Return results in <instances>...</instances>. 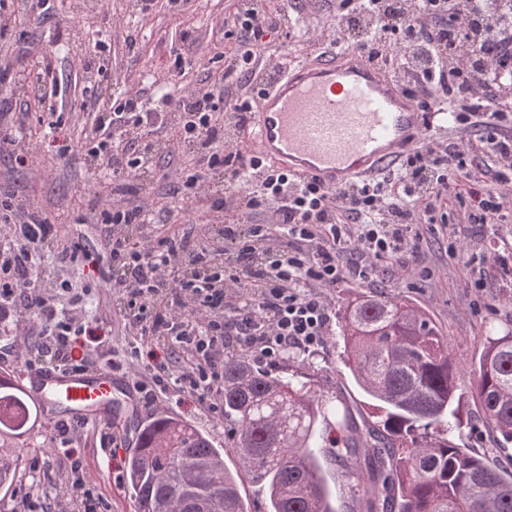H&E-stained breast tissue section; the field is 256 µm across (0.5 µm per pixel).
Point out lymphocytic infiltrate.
<instances>
[{"mask_svg":"<svg viewBox=\"0 0 512 512\" xmlns=\"http://www.w3.org/2000/svg\"><path fill=\"white\" fill-rule=\"evenodd\" d=\"M496 0H339V9L358 5L377 16L382 31L400 32L389 43L379 38L358 41L357 49L370 61L390 65L408 52L424 51L426 68L417 71L411 93L425 112L443 103L460 111L463 123H474L480 150L504 168H512V91L486 83L485 75L512 72V25L484 32L483 21ZM245 34L232 54V65H253L272 20L262 5L236 17ZM210 85L184 86L178 100L161 97L150 109L139 97L128 96L112 111L102 113L88 140L91 161L114 177L152 180L154 171L144 152L132 148V129L153 128L166 122L171 110L179 116L169 142L171 153L190 148L203 166L186 176L188 198L209 195L217 180L241 216L272 211L273 228L253 227L248 241H240L238 225L224 227L227 249L210 250L205 239L157 234L144 243L130 242L121 232L130 224L154 221L152 200L124 205L102 197L96 220L112 227L109 246L111 276L118 311L137 336L175 344L192 364L179 380L194 391L210 393L218 380L212 365L234 339L246 355L275 360L295 348L310 350L327 334L331 319L327 304L313 292L319 285L343 279L369 278L376 260L398 255L415 224L430 216L432 203L448 196L453 179L446 166L456 159L453 146L427 136L420 148L406 155L396 172L380 181L329 190L313 179H298L288 171L266 166L258 156L242 158L224 134V118L232 116L238 129L251 121L253 103L246 98L229 102L228 113L216 110ZM286 233L296 248L278 247V233ZM0 323L15 325L35 319L42 338V361L82 369L91 349L82 336L92 323L75 321L84 296L98 285L89 280L82 290L69 283L44 288L35 278L40 258L53 255L73 265L90 254L79 244L61 245L48 217L32 211L16 220L9 204L0 205ZM355 245L361 261L349 264L341 255ZM237 289L240 303L231 305L228 289ZM68 295V308L57 299Z\"/></svg>","mask_w":512,"mask_h":512,"instance_id":"obj_1","label":"lymphocytic infiltrate"}]
</instances>
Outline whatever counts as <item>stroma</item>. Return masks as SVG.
<instances>
[{
    "instance_id": "1",
    "label": "stroma",
    "mask_w": 512,
    "mask_h": 512,
    "mask_svg": "<svg viewBox=\"0 0 512 512\" xmlns=\"http://www.w3.org/2000/svg\"><path fill=\"white\" fill-rule=\"evenodd\" d=\"M253 0H152L142 11L141 0H53L43 15L32 12V0H5L0 20L9 24L12 37L0 52L30 66L35 58L51 63L44 76L46 99L36 103L24 92L0 94V138L19 134L45 139L38 163L16 168L8 154L0 153V195L13 197L25 209L39 210L54 220L62 240L82 242L92 254L103 253L111 234L103 224L65 223V216L90 213L97 204L94 169L85 157L82 129L90 112H106L127 94L153 101L164 92L175 93L177 84H202L223 80L232 96H257L273 71L302 62L312 51H326L322 31L346 27L348 17L336 0H264L268 12L286 10L291 23L268 36L251 72L227 68L226 60L236 47L240 32L235 17L251 8ZM64 121L69 151L58 159L50 126ZM479 133L472 125L448 129L445 141L466 151L464 168L458 169L455 194L449 197L445 222L421 224L404 252L375 261L371 278L350 279L319 287L332 322L322 344L311 351L293 350L294 368L302 372L318 394L355 405L358 390L343 361L342 316L359 296L386 290L402 296L426 311L445 334L449 350L463 367L482 348L489 326L512 328V217L497 224H477L457 196L469 182L486 183L498 190L496 161L470 156ZM163 132L142 133V142L153 145L151 156L157 172L152 185L128 184L129 198H153L164 212V223L190 234L208 232L219 240V227L209 221V201L185 202L179 181L171 172L194 162L191 150L180 160L169 158ZM458 254L450 256L449 243ZM482 287H474L475 279ZM112 291L94 290L86 307L97 320L98 335L92 344L93 363L111 362L130 388L151 384L160 365L171 356L167 345L152 343L137 347L132 329L112 304ZM41 356L38 328L32 321L20 323L12 335H0V371L21 373ZM221 393L206 397L168 387L156 401L142 402L128 424L111 431L92 426L61 436L58 428L34 426L23 436L7 440L17 449L25 476L20 490L1 493L0 512H66L65 499L56 495L58 486L71 482L72 463H79L89 478L94 496L103 499L109 512H135V502L123 481L126 457L137 446L141 425L161 415L190 421L208 432L215 447L224 451L229 470L239 466L234 448L224 434V414L217 411ZM462 419L474 430L461 441L462 447L485 453L494 463L505 464L494 433L485 423L473 393H465L460 405Z\"/></svg>"
}]
</instances>
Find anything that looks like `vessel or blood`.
Instances as JSON below:
<instances>
[{
    "label": "vessel or blood",
    "instance_id": "b4317fda",
    "mask_svg": "<svg viewBox=\"0 0 512 512\" xmlns=\"http://www.w3.org/2000/svg\"><path fill=\"white\" fill-rule=\"evenodd\" d=\"M453 114H425L385 66L356 49L311 53L279 73L243 137L252 152L335 190L376 174L413 150L421 136L444 130ZM20 383L46 424L109 428L133 400L111 368L35 366Z\"/></svg>",
    "mask_w": 512,
    "mask_h": 512
}]
</instances>
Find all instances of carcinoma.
<instances>
[{
    "label": "carcinoma",
    "instance_id": "obj_1",
    "mask_svg": "<svg viewBox=\"0 0 512 512\" xmlns=\"http://www.w3.org/2000/svg\"><path fill=\"white\" fill-rule=\"evenodd\" d=\"M346 366L372 410L359 428L346 405L318 401L283 361L278 372L224 360V426L239 471L191 423L159 415L139 432L125 461L136 512H246L239 480L269 499V512H335L322 474L328 456L319 418L336 419L352 488L362 512H512V474L447 438L461 428L462 391L476 395L501 447L512 444V330L486 337L469 372L448 352L446 336L402 297L373 292L347 306ZM33 407L11 374L0 372V439L28 430ZM19 456L0 448V491L19 482Z\"/></svg>",
    "mask_w": 512,
    "mask_h": 512
}]
</instances>
